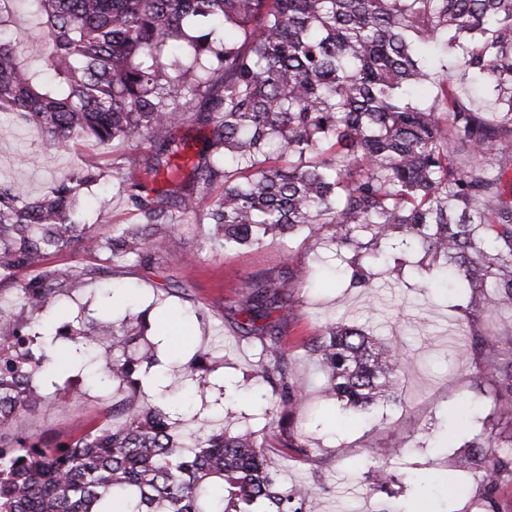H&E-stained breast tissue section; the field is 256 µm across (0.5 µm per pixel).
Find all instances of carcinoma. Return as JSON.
Listing matches in <instances>:
<instances>
[{
  "label": "carcinoma",
  "instance_id": "1",
  "mask_svg": "<svg viewBox=\"0 0 512 512\" xmlns=\"http://www.w3.org/2000/svg\"><path fill=\"white\" fill-rule=\"evenodd\" d=\"M17 0H0V112L65 151L77 137L139 141L157 156L186 146L175 130L189 119L211 127L208 152L186 184L156 196L126 173L140 222L99 236L79 219L82 190L109 172L84 164L39 199L0 182V289L14 287L33 311L54 310L68 276L45 266L75 245L108 261L154 264L183 218L214 186L208 223L224 247L284 241L299 232L336 246L324 261L371 273L385 240L412 245L487 300L512 310V0H24L47 31L45 68L12 29ZM464 59V77L432 70L419 49ZM488 89L475 107L464 83ZM354 252L348 259L342 249ZM27 273L30 278L20 279ZM306 271L286 267L257 279L238 302L241 329L258 339L254 377L288 412L273 410L268 436L304 405L292 357L271 313L292 303L284 288ZM136 326L76 318L44 335L30 316L0 315V426L46 399L34 377L60 366L64 339L81 358L107 345L112 384L130 391L112 422L55 446L34 437L0 446V512H303L313 487H281L256 432L182 436L167 406L171 385L142 402L141 365L153 346ZM329 394L367 412L398 401L408 358L376 336L333 324L309 343ZM495 374L494 414L512 423V353L484 363ZM198 391L210 371L192 360ZM498 424L468 442L455 462L484 464L478 512H498L512 478V446ZM393 449L379 453L376 485L387 489Z\"/></svg>",
  "mask_w": 512,
  "mask_h": 512
}]
</instances>
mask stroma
<instances>
[{
  "label": "stroma",
  "instance_id": "1",
  "mask_svg": "<svg viewBox=\"0 0 512 512\" xmlns=\"http://www.w3.org/2000/svg\"><path fill=\"white\" fill-rule=\"evenodd\" d=\"M208 133L194 122L179 128L177 134L188 138V147L158 174L144 176L147 187L161 191L186 179ZM40 140L37 130L19 123L0 127V180L39 198L78 164L97 162L110 168L111 177L107 186L82 194L83 222L102 233L114 225L136 223L125 173L133 166L146 167L148 145L87 139L71 150L43 155L37 167L25 166L24 156L37 151ZM166 251L165 262L150 267L115 266L77 247L50 256L48 266L58 271L94 266L98 272L68 281L58 309L44 316V324L81 310L115 319L147 312L148 338L157 345L163 373L156 384L145 385L146 396H153L156 385L177 376L197 354L215 363V384L203 393L185 390L195 413L182 417V432L203 425L259 432L278 398L254 378L258 344L240 333L234 310L253 278L278 277L288 266L310 269L309 280L290 290L293 310L272 314L295 361L294 378L306 394V408L293 427L307 455L280 446L267 451L283 486L317 488L305 512H382L388 506L401 512H471V503L484 494L483 475L460 472L453 458L486 427L493 396L491 382L477 386L471 380L484 355L464 354L465 336L473 328L491 330L500 350H507L511 313L495 318L487 305L474 304L469 289L442 278L427 281L418 265L421 255L414 251L407 253V264L397 277L387 276L383 265L372 264L365 288L351 286L349 267L334 270L320 264L322 251L314 240L299 237L289 243L228 249L213 239L210 224L200 214L169 237ZM165 281L171 282L170 291L160 290ZM173 313L186 334L177 344L166 326ZM332 323L358 327L406 352L410 363L400 375V403L360 412L324 395L321 368L308 355L306 344ZM57 375L66 387L55 404L27 415L20 424L0 426V443L8 445L21 436L51 444L67 441L111 418L113 401L123 397L72 365H64ZM387 444L397 446L398 453L391 461L395 480L384 493L377 490L371 468L374 451Z\"/></svg>",
  "mask_w": 512,
  "mask_h": 512
}]
</instances>
